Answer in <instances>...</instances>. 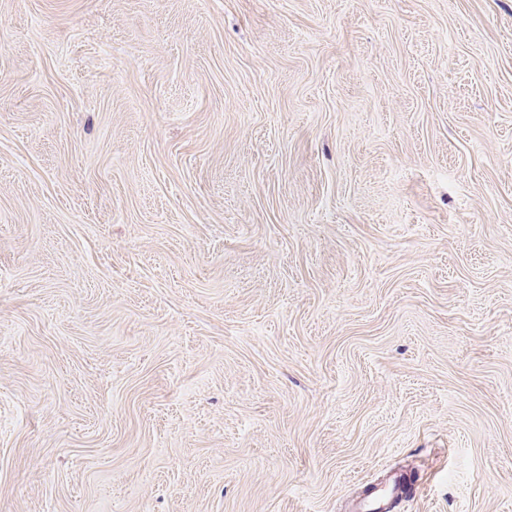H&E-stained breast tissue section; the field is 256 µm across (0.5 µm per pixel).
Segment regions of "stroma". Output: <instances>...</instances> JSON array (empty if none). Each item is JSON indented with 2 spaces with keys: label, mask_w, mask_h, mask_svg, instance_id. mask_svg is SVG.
<instances>
[{
  "label": "stroma",
  "mask_w": 512,
  "mask_h": 512,
  "mask_svg": "<svg viewBox=\"0 0 512 512\" xmlns=\"http://www.w3.org/2000/svg\"><path fill=\"white\" fill-rule=\"evenodd\" d=\"M512 512V0H0V512ZM402 482V473L393 474L388 482L382 484H370L365 486L371 491L368 495L358 497L353 505V512H387L386 509L399 489Z\"/></svg>",
  "instance_id": "35a3bbf8"
}]
</instances>
